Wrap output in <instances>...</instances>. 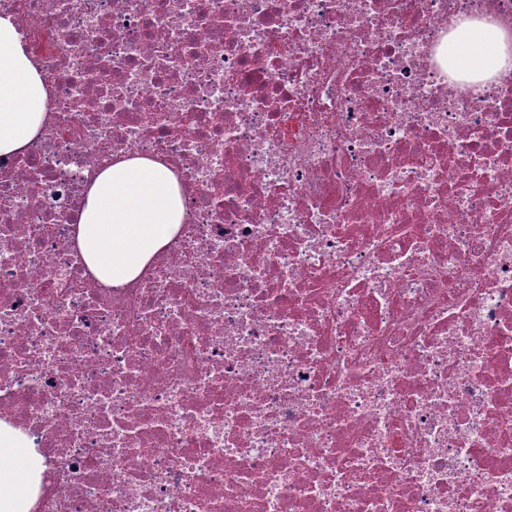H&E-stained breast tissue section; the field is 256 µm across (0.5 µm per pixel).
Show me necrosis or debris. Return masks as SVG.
Returning a JSON list of instances; mask_svg holds the SVG:
<instances>
[{"label": "necrosis or debris", "instance_id": "obj_1", "mask_svg": "<svg viewBox=\"0 0 512 512\" xmlns=\"http://www.w3.org/2000/svg\"><path fill=\"white\" fill-rule=\"evenodd\" d=\"M52 88L0 157V420L30 512H512V0H0ZM138 154L183 191L121 288L74 225ZM448 61L458 59L459 70L471 80L490 79L512 70V30L491 18L463 21L447 46ZM24 448H34L32 441L0 420V512H28L42 467L41 457ZM20 449L25 453L22 462L17 456Z\"/></svg>", "mask_w": 512, "mask_h": 512}]
</instances>
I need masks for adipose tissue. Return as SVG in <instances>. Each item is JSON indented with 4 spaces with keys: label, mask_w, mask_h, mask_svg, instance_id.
Here are the masks:
<instances>
[{
    "label": "adipose tissue",
    "mask_w": 512,
    "mask_h": 512,
    "mask_svg": "<svg viewBox=\"0 0 512 512\" xmlns=\"http://www.w3.org/2000/svg\"><path fill=\"white\" fill-rule=\"evenodd\" d=\"M461 73L479 82L512 70V30L489 18L462 22L447 46ZM51 88L30 55L12 15L0 14V157L21 154L40 138ZM184 218L182 190L162 162L131 156L90 179L76 243L102 283L135 280L177 236ZM31 440L0 420V512H28L41 458Z\"/></svg>",
    "instance_id": "obj_1"
}]
</instances>
